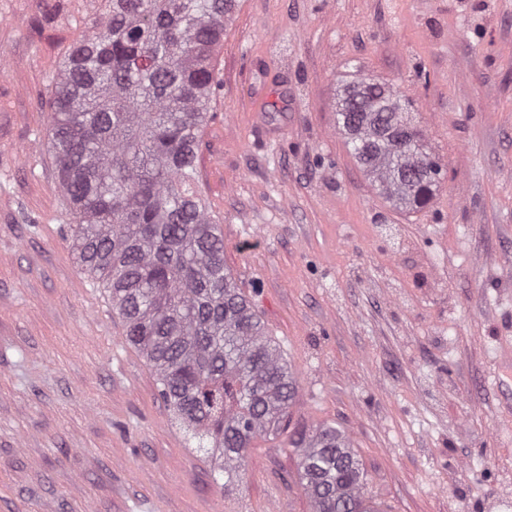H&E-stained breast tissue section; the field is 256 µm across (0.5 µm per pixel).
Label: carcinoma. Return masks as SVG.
Returning a JSON list of instances; mask_svg holds the SVG:
<instances>
[{
	"label": "carcinoma",
	"mask_w": 512,
	"mask_h": 512,
	"mask_svg": "<svg viewBox=\"0 0 512 512\" xmlns=\"http://www.w3.org/2000/svg\"><path fill=\"white\" fill-rule=\"evenodd\" d=\"M49 77L47 147L80 270L108 292L186 442L229 487L259 439L298 457L311 512H380L333 425H292L298 373L224 263L196 190L216 56L239 0H100ZM336 128L377 194L420 212L445 178L413 101L343 81Z\"/></svg>",
	"instance_id": "carcinoma-1"
}]
</instances>
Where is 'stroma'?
Instances as JSON below:
<instances>
[{
	"label": "stroma",
	"instance_id": "obj_1",
	"mask_svg": "<svg viewBox=\"0 0 512 512\" xmlns=\"http://www.w3.org/2000/svg\"><path fill=\"white\" fill-rule=\"evenodd\" d=\"M91 0H0V512H310L259 442L216 492L154 372L78 267L46 150L48 77ZM400 87L447 170L392 210L336 130L346 73ZM198 150L224 260L343 428L383 512H507L512 0H241Z\"/></svg>",
	"mask_w": 512,
	"mask_h": 512
}]
</instances>
